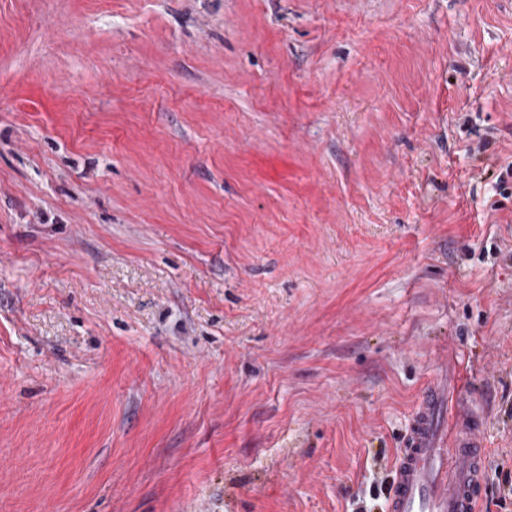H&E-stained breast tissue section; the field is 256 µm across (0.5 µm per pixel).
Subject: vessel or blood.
<instances>
[{
  "label": "vessel or blood",
  "mask_w": 512,
  "mask_h": 512,
  "mask_svg": "<svg viewBox=\"0 0 512 512\" xmlns=\"http://www.w3.org/2000/svg\"><path fill=\"white\" fill-rule=\"evenodd\" d=\"M448 388L426 390L392 470L388 512H477L483 443L479 424L447 416Z\"/></svg>",
  "instance_id": "obj_1"
}]
</instances>
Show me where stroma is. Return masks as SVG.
<instances>
[{"label": "stroma", "instance_id": "obj_1", "mask_svg": "<svg viewBox=\"0 0 512 512\" xmlns=\"http://www.w3.org/2000/svg\"><path fill=\"white\" fill-rule=\"evenodd\" d=\"M443 368L512 512V0H0V512H387Z\"/></svg>", "mask_w": 512, "mask_h": 512}]
</instances>
